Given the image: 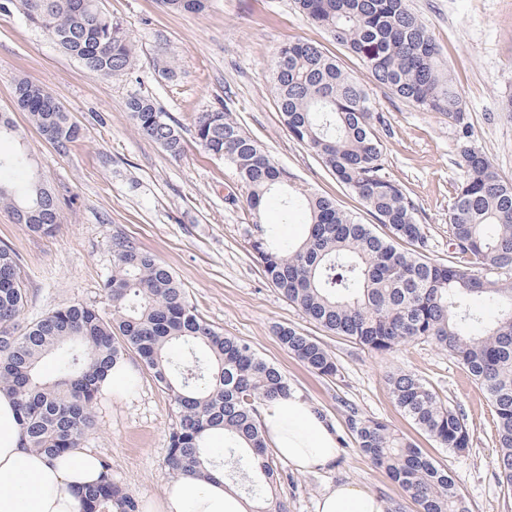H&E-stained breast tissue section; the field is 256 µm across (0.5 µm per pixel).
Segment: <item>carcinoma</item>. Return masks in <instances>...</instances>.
Wrapping results in <instances>:
<instances>
[{"label":"carcinoma","mask_w":512,"mask_h":512,"mask_svg":"<svg viewBox=\"0 0 512 512\" xmlns=\"http://www.w3.org/2000/svg\"><path fill=\"white\" fill-rule=\"evenodd\" d=\"M206 0H160L170 11L198 13ZM308 19L360 57L374 81L432 112H443L460 140L471 136L465 104L453 79L438 67L427 26L408 0H295ZM50 33L64 52L102 76L130 69L135 47L128 28L101 0H4ZM273 84L278 110L297 141L363 203L385 232L297 183L235 121L229 108L202 112L198 143L237 171L247 204L259 214L280 195L285 211L301 207L306 233L283 243L263 231L248 244L266 279L303 317L336 336L384 354L433 342L462 364L494 408L500 484L512 491V183L483 153L461 151L463 180L448 215L451 255L430 260L428 235L402 187L387 177L384 122L363 85L308 42L277 53ZM14 98L45 140L63 152L80 138L70 113L42 86L15 81ZM138 133L177 156L183 141L175 123L147 97L127 103ZM0 205L16 223L49 234L59 223L52 192L32 180L22 188L0 183ZM111 312L73 303L20 326L28 305L17 254L0 247V391L8 392L26 445L50 456L81 446L94 425L93 408L106 375L135 353L171 392L177 410L168 433L167 463L174 477L204 478L213 467L212 431H224L227 477L248 482L256 512H284L266 496L277 482L259 422V407L290 392L288 379L245 341L207 323L174 273L125 239L113 247L112 275L103 283ZM275 335L314 373L333 377L335 358L316 338L279 325ZM55 358L53 373L43 362ZM396 405L440 447L469 448L471 432L455 408L417 375H386ZM358 450L397 482L417 512H471L448 468L378 418L348 414ZM82 494V512H139L137 499L112 480Z\"/></svg>","instance_id":"obj_1"}]
</instances>
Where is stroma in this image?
Here are the masks:
<instances>
[{
	"label": "stroma",
	"instance_id": "obj_1",
	"mask_svg": "<svg viewBox=\"0 0 512 512\" xmlns=\"http://www.w3.org/2000/svg\"><path fill=\"white\" fill-rule=\"evenodd\" d=\"M409 5L428 27L441 68L457 84L472 131L470 146L512 182V113L500 109L512 98V0H409ZM101 6L128 25L135 44L130 69L108 78L85 69L18 11H0V114L17 129L0 138L5 162L0 181L18 184L39 173L60 213L55 232L40 236L0 209V246L19 257L26 319L74 302L105 306L102 284L112 273L113 240L124 238L172 270L200 316L246 340L280 368L292 392L335 424L342 452L333 469L301 473L277 462L276 493L287 512H315L326 488L343 482L415 512L402 487L358 451L347 426L352 408L388 422L447 466L472 512H512V492L496 478V415L466 369L431 342L380 355L307 322L268 282L248 245L249 233L259 227L274 230L281 241H299L302 215L284 216L276 196L254 215L235 169L195 138L199 113L230 107L275 162L372 223L358 198L292 137L278 111L271 73L279 47L295 40L318 44L367 88L385 115V124L376 128L384 171L414 201L429 237L428 257L443 262L451 250L448 207L461 151L447 115L374 84L363 62L302 16L293 0H208L199 13L170 12L158 0H101ZM20 78L43 86L80 126V139L67 151L44 140L27 113L16 109L13 89ZM134 96L152 99L179 126L180 155L135 131L126 108ZM23 147L36 167H7ZM277 325L320 340L336 359V376H318L290 354L273 333ZM127 360L138 367L136 391L122 400L103 395L83 446L107 462L113 479L140 500L161 494L173 478L167 436L175 407L136 355ZM393 370L425 379L462 414L473 431L469 452L448 454L405 416L386 382Z\"/></svg>",
	"mask_w": 512,
	"mask_h": 512
}]
</instances>
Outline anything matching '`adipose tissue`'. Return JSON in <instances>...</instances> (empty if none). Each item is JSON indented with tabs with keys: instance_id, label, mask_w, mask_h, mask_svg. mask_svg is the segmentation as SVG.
<instances>
[{
	"instance_id": "1",
	"label": "adipose tissue",
	"mask_w": 512,
	"mask_h": 512,
	"mask_svg": "<svg viewBox=\"0 0 512 512\" xmlns=\"http://www.w3.org/2000/svg\"><path fill=\"white\" fill-rule=\"evenodd\" d=\"M260 422L276 456L297 471L335 467L339 455L332 422L294 393L263 406ZM96 454L75 448L50 456L26 447L12 400L0 392V512H82L81 495L100 481ZM254 504L224 483L221 473L202 480L180 477L149 498L144 512H252ZM316 512H387L384 501L349 483L328 487Z\"/></svg>"
}]
</instances>
